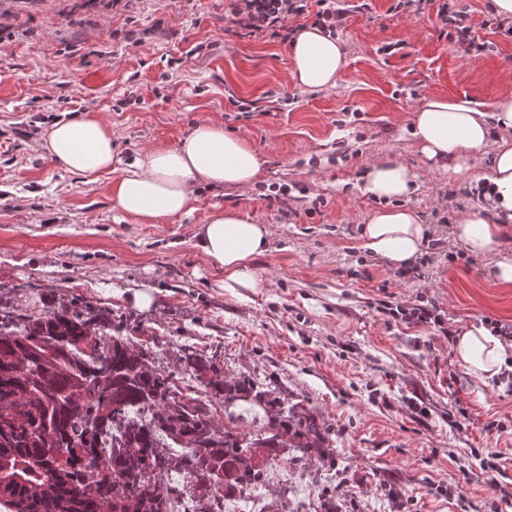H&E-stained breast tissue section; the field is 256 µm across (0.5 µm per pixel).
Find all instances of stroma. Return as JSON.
Wrapping results in <instances>:
<instances>
[{
    "instance_id": "stroma-1",
    "label": "stroma",
    "mask_w": 512,
    "mask_h": 512,
    "mask_svg": "<svg viewBox=\"0 0 512 512\" xmlns=\"http://www.w3.org/2000/svg\"><path fill=\"white\" fill-rule=\"evenodd\" d=\"M392 3L370 0L349 17L335 87L310 92L290 76L289 42L225 34L230 0H0V297L26 306L45 292L108 307L141 325L132 342L157 339L155 363L179 387L194 384L176 361L191 347L317 416L324 455L289 449L238 512L256 498L277 512H512V385L482 383L444 336L377 310L420 298L454 331L487 318L512 324V288L492 279L493 259L452 239L451 219L475 203L468 177L426 159L409 133L426 98L485 111L512 90V34L491 25V0H456L487 46L463 57L435 7L415 17ZM387 43L394 54H382ZM239 100L252 112L237 111ZM85 112L107 123L124 163L180 147L212 120L249 141L261 177L202 188L192 215L134 223L112 210L107 180L82 183L37 149L54 121ZM393 156L417 173L406 204L434 230L421 281L399 279L361 239L378 206L364 176ZM281 185L296 193L285 212L268 198ZM224 208L271 227L255 262L262 288L224 291L196 246L199 224ZM135 289L151 294L149 309L133 305ZM491 453L494 485L479 471Z\"/></svg>"
}]
</instances>
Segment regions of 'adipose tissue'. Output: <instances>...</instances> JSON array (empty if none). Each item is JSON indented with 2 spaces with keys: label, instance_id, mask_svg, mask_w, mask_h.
<instances>
[{
  "label": "adipose tissue",
  "instance_id": "1",
  "mask_svg": "<svg viewBox=\"0 0 512 512\" xmlns=\"http://www.w3.org/2000/svg\"><path fill=\"white\" fill-rule=\"evenodd\" d=\"M291 62L292 79L313 92L335 86L345 64L338 39L311 26L295 36ZM411 128L428 160L442 164L449 174L470 175V189L479 204L455 220L454 241L472 256H495L494 280L512 285V256L501 251L502 233L512 224V92L499 95L487 113L467 99L428 98L413 112ZM39 147L85 182L111 175L112 208L139 224L193 214L200 203L199 186L248 184L262 167L246 139L225 133L221 124L209 120L198 122L180 148L145 151L120 169L115 166L111 133L91 113L54 121ZM478 153L487 158L488 167L473 174L469 162ZM417 181V173L395 158L371 165L365 175L364 191L378 207L362 228L363 246L395 270L419 263L432 231L405 204L417 190ZM196 236L202 254L223 272L224 289L260 287L254 261L268 249L267 225L227 208L207 216ZM454 352L460 364L482 381L512 371V343L483 324L461 328Z\"/></svg>",
  "mask_w": 512,
  "mask_h": 512
}]
</instances>
